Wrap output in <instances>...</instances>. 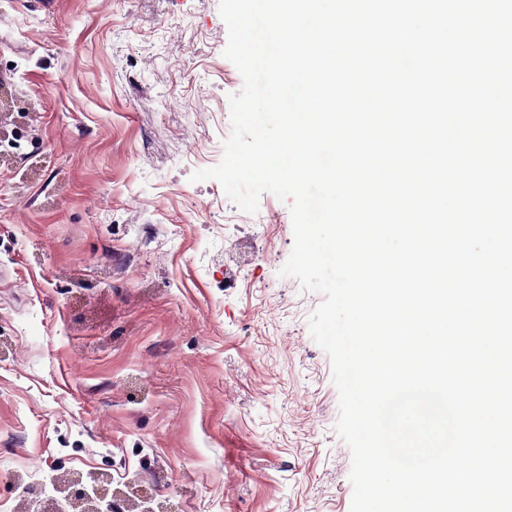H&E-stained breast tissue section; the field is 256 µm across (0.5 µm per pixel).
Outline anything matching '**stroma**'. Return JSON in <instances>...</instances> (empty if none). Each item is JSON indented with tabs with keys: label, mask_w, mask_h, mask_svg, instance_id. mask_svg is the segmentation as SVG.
Returning a JSON list of instances; mask_svg holds the SVG:
<instances>
[{
	"label": "stroma",
	"mask_w": 512,
	"mask_h": 512,
	"mask_svg": "<svg viewBox=\"0 0 512 512\" xmlns=\"http://www.w3.org/2000/svg\"><path fill=\"white\" fill-rule=\"evenodd\" d=\"M227 44L219 0H0V512L96 474L126 512H350L291 203L192 179Z\"/></svg>",
	"instance_id": "35a3bbf8"
}]
</instances>
